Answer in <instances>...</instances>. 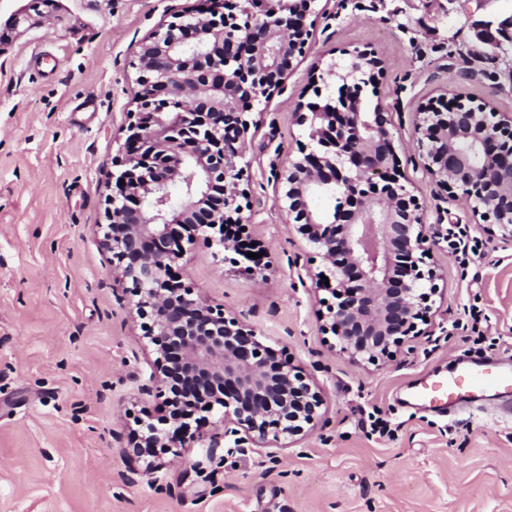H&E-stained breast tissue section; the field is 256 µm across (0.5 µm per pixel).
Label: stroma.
Returning <instances> with one entry per match:
<instances>
[{"instance_id":"35a3bbf8","label":"stroma","mask_w":512,"mask_h":512,"mask_svg":"<svg viewBox=\"0 0 512 512\" xmlns=\"http://www.w3.org/2000/svg\"><path fill=\"white\" fill-rule=\"evenodd\" d=\"M195 3L0 0V33L13 19L21 28L0 49V512H512V418L406 402L414 381L478 355L512 363V236L428 174L416 134L420 108L443 96L512 115V52L473 32L512 0H319L304 54L254 107L238 201L260 268L233 266L200 236L179 268L321 388L323 418L273 458L228 437L223 462L187 477L201 456L190 441L179 462L149 474L139 460L126 481L124 443L165 411L138 392L153 356L98 226L141 89L138 46ZM357 48L383 58L364 93L389 114L438 274L418 335L375 362L340 353L323 331L326 264L277 203L282 174L313 146L296 104L317 86L337 95L326 69ZM88 96L93 111L78 110ZM452 224L477 242L468 264L448 245ZM379 418L391 435L373 431Z\"/></svg>"}]
</instances>
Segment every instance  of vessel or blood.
I'll return each mask as SVG.
<instances>
[{
	"mask_svg": "<svg viewBox=\"0 0 512 512\" xmlns=\"http://www.w3.org/2000/svg\"><path fill=\"white\" fill-rule=\"evenodd\" d=\"M512 391V369L502 366L494 359H479L466 362L448 376L440 377L429 384L415 388L412 401L429 403L442 413L462 409L465 404L494 393L502 395V413L512 416V402L504 395Z\"/></svg>",
	"mask_w": 512,
	"mask_h": 512,
	"instance_id": "obj_1",
	"label": "vessel or blood"
}]
</instances>
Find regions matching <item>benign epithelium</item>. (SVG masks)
I'll use <instances>...</instances> for the list:
<instances>
[{
    "mask_svg": "<svg viewBox=\"0 0 512 512\" xmlns=\"http://www.w3.org/2000/svg\"><path fill=\"white\" fill-rule=\"evenodd\" d=\"M317 0H203L190 21L161 26L137 53L143 73L129 113L123 156L106 199L102 245L130 284L143 338L154 355L139 393H168L174 382L197 398L194 408L222 409L224 433L209 437L216 460L232 435L241 452L266 448L313 429L322 419L321 390L276 359L249 325L185 285L175 270L184 230L212 231L224 250L235 242L223 227L237 217L238 164L257 129L254 104L277 90L309 39L305 17ZM476 32L484 44L512 41V14L496 30ZM348 70L334 102L296 107L319 149L303 154L281 178V208L334 269L336 304L323 316L339 351L357 361L389 357L415 333L436 292L437 272L424 268L427 249L416 199L401 174L387 112L363 86L382 60L374 50L347 52ZM353 84H348V81ZM418 143L429 146L427 171L474 202L473 211L512 230V122H488L485 110L461 100L420 111ZM152 198L151 208L142 206ZM336 201L326 220L314 201ZM127 448H157L150 472L178 456L186 431L153 425ZM203 460V461H205ZM203 461L189 464L198 474Z\"/></svg>",
    "mask_w": 512,
    "mask_h": 512,
    "instance_id": "1",
    "label": "benign epithelium"
}]
</instances>
